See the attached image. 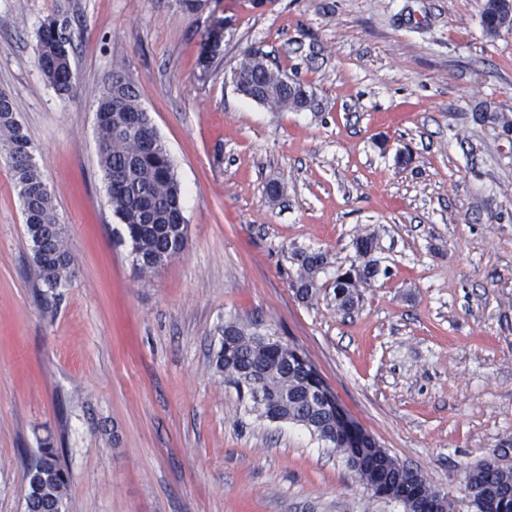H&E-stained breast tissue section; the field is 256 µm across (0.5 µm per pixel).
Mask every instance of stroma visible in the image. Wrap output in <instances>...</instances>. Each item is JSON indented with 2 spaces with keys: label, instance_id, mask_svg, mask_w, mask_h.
<instances>
[{
  "label": "stroma",
  "instance_id": "35a3bbf8",
  "mask_svg": "<svg viewBox=\"0 0 512 512\" xmlns=\"http://www.w3.org/2000/svg\"><path fill=\"white\" fill-rule=\"evenodd\" d=\"M483 4L0 0V91L75 265L66 287H35L0 149V512H24L48 444L67 512H403L307 431L252 411L213 363L230 321L298 348L362 432L472 512L466 470L512 465V31L486 35ZM56 15L73 34L64 95L36 58ZM218 23L223 59L206 73ZM248 51L320 109L239 94ZM118 73L184 190L185 247L149 275L98 168L97 99ZM364 232L382 273L347 313L335 274ZM296 249L328 255L310 301L290 285Z\"/></svg>",
  "mask_w": 512,
  "mask_h": 512
}]
</instances>
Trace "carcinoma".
Returning a JSON list of instances; mask_svg holds the SVG:
<instances>
[{"instance_id": "1", "label": "carcinoma", "mask_w": 512, "mask_h": 512, "mask_svg": "<svg viewBox=\"0 0 512 512\" xmlns=\"http://www.w3.org/2000/svg\"><path fill=\"white\" fill-rule=\"evenodd\" d=\"M505 8V0H485L481 22L486 34H499L497 18ZM210 39L202 57L206 69L222 54V35L213 32ZM70 48L68 18L52 17L39 26L38 65L47 82L60 93L71 89ZM233 74L244 96L272 112L312 111L318 106L307 85L290 80L280 66L270 65L264 55L246 52ZM134 116L140 117L143 127H151L132 81L121 85L118 95L103 93L98 98V166L134 261L140 272L148 275L175 254L178 242L187 238L188 225L183 215V191L172 160L160 139L151 140L148 146L142 135L127 131ZM0 145L8 151L22 204L34 277L43 288H63L73 275V257L62 225L56 222L53 192L42 170L31 163V140L18 120L12 98L4 92H0ZM353 245L351 265L336 275L334 285L336 307L345 311L357 305L356 288L372 287L379 274L376 260L372 259L377 237L360 235ZM292 262L297 295L303 300L312 299L317 295L319 275L327 266V255L295 250ZM215 368L249 397L260 417L300 426L336 450L372 497L398 502L404 495L407 501L402 507L406 512H419L423 504L443 499L420 473L408 474L406 465L379 445L372 444L361 455L348 438L334 432L330 412L313 391L310 372L297 362L292 347L275 335L237 322L224 325ZM29 472L31 477L25 488L27 512H66L69 476L56 449H41ZM465 490L474 512H512V496L508 495L512 490V466L501 461L494 465L479 461L466 471Z\"/></svg>"}]
</instances>
